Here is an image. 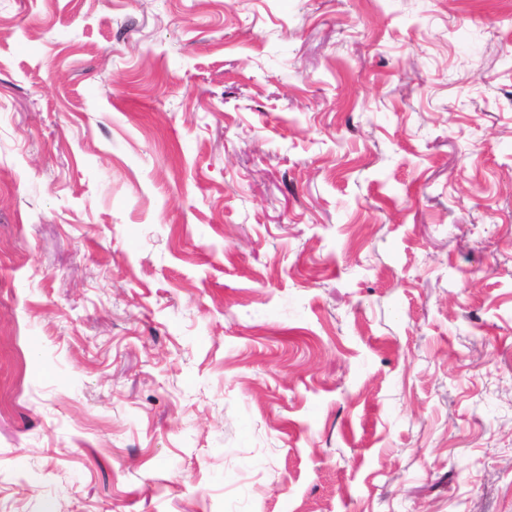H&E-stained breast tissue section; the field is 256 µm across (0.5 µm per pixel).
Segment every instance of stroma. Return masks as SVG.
Listing matches in <instances>:
<instances>
[{"label": "stroma", "instance_id": "35a3bbf8", "mask_svg": "<svg viewBox=\"0 0 512 512\" xmlns=\"http://www.w3.org/2000/svg\"><path fill=\"white\" fill-rule=\"evenodd\" d=\"M0 512H512L503 0H0Z\"/></svg>", "mask_w": 512, "mask_h": 512}]
</instances>
